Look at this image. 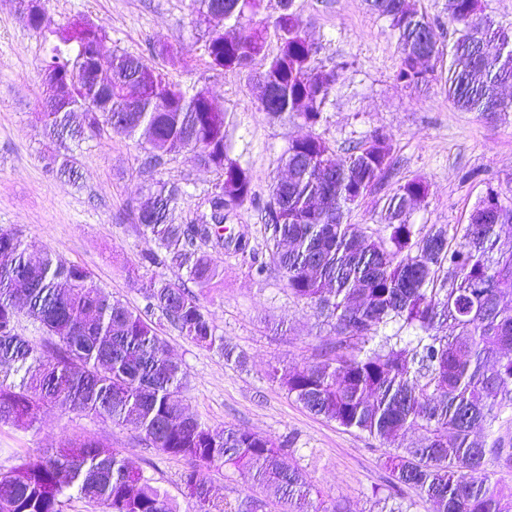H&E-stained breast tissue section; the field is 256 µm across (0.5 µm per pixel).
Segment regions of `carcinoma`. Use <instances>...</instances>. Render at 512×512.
Here are the masks:
<instances>
[{
	"label": "carcinoma",
	"instance_id": "carcinoma-1",
	"mask_svg": "<svg viewBox=\"0 0 512 512\" xmlns=\"http://www.w3.org/2000/svg\"><path fill=\"white\" fill-rule=\"evenodd\" d=\"M294 2L192 0L191 23L204 29L202 57L213 69L247 71L257 58L266 60L256 75L271 88L258 98L261 111L296 114L314 126L346 65H320ZM369 2L397 35L400 84L426 87L446 65L444 87L459 109L512 111L501 95L512 83V34L484 14L481 0H448V22L458 31L450 46L442 23L404 0ZM229 21L238 34H224ZM30 25L48 42L41 72L61 82L78 73L68 106L42 113L47 159L57 175L78 179V162L52 144L118 134L155 157L191 153L217 179L181 223L173 212L187 191L160 179L148 188L135 220L157 250L141 254L139 266L175 268L185 278L142 283V310L89 286L86 268L47 250L33 254L19 229L0 228V425L27 430L54 406L129 426L155 453L191 463L181 481L193 512H240L242 506L211 497L208 472L244 469L285 512H340L314 505L312 484L289 464L283 445L186 413V373L160 336L167 323L240 362L216 335L200 298L218 275L215 255L228 248L264 269L248 238L224 236V224L255 200L250 170L227 153V113L205 89L176 84L125 52L108 56L111 80L104 84L84 59L92 44L108 38L101 24L57 26L43 12ZM271 39L273 55L266 53ZM90 101L97 111H88ZM282 161L288 176L271 184L261 232L289 289L332 323L338 341L319 362L270 366L269 378L310 413L395 444L387 456L391 483L418 490L436 512H512V488L493 481L487 469L490 463L512 469V437L503 434L512 426V305L503 303L512 296V252L497 249L499 230L512 224V205L488 195L468 223L451 231L435 225L419 237L407 215L428 185L413 178L387 200L389 237L375 239L348 218L393 166L385 136L353 142L340 163L333 147L309 134L289 144ZM22 311L42 330L39 339L18 333ZM448 322L458 335L441 333ZM391 325L415 336H388ZM412 431L422 443L404 444ZM73 491L101 512H177L143 470L94 436L33 451L0 471V512H66Z\"/></svg>",
	"mask_w": 512,
	"mask_h": 512
}]
</instances>
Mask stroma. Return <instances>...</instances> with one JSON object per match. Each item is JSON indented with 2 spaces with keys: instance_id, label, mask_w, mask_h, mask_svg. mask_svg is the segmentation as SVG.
<instances>
[{
  "instance_id": "1",
  "label": "stroma",
  "mask_w": 512,
  "mask_h": 512,
  "mask_svg": "<svg viewBox=\"0 0 512 512\" xmlns=\"http://www.w3.org/2000/svg\"><path fill=\"white\" fill-rule=\"evenodd\" d=\"M190 0H46L56 23L82 16L106 26L105 53L118 50L149 57L154 43L184 47L188 58H161L170 80L208 89L230 118L227 147L247 165L258 200H266L275 178L284 175L281 156L289 143L315 132L344 157L350 142L373 132L392 139L394 172L351 214L352 223L376 237H388L384 205L399 184L413 177L429 184L427 197L409 222L427 232L432 225L455 227L488 192L512 203V112L487 115L460 111L440 83L402 88L397 36L367 0H295L294 8L317 58L330 67L350 62L346 81L328 103L322 121L308 128L298 116L258 111L259 89L248 74L214 70L201 58L203 32L190 24ZM46 44L17 7L0 0V228H21L28 243L88 268L91 283L128 306L144 305L127 270L156 244L136 226L132 210L155 179L175 182L190 195L181 217H192L216 172L192 155L173 153L152 162L135 141L115 136L72 146L80 161L77 182L55 178L43 157L39 75ZM221 276L203 298L217 335L246 357L226 362L166 326L161 334L188 375L182 393L187 413L213 427H239L271 437L289 448L288 460L306 474L326 502L343 512H388L400 502L409 512H433L412 488L391 487L385 466L388 447L368 435L317 417L271 381L270 366H302L322 359L336 342L332 326L290 291L284 274L270 268L257 275L233 250L220 258ZM83 435L105 436L113 447L189 512L182 473L190 463L150 452L132 429L87 413L50 408L36 425L19 431L0 425V469L26 453L57 447ZM215 497L236 504L264 499L248 471L210 473Z\"/></svg>"
}]
</instances>
